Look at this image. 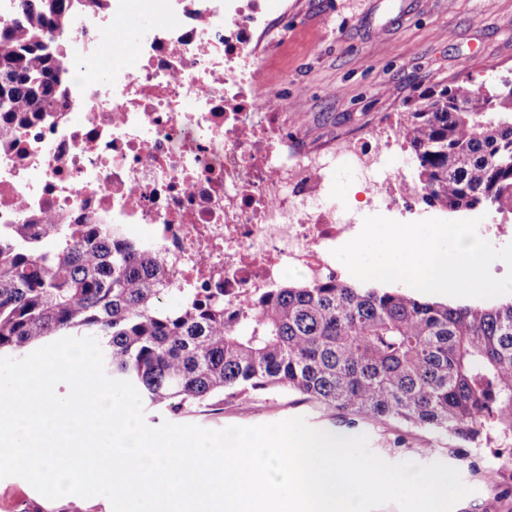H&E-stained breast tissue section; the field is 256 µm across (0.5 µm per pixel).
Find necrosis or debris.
Here are the masks:
<instances>
[{
  "instance_id": "4bbe7bcc",
  "label": "necrosis or debris",
  "mask_w": 512,
  "mask_h": 512,
  "mask_svg": "<svg viewBox=\"0 0 512 512\" xmlns=\"http://www.w3.org/2000/svg\"><path fill=\"white\" fill-rule=\"evenodd\" d=\"M153 25L134 65L94 72L97 47L132 5ZM59 36L67 97L0 138V234L15 224H111L157 251L175 288H220L234 312L289 269L314 282L359 227L323 206L347 158L373 200H407L383 161L398 129L366 148L288 141L285 104L263 90L251 49L269 27L260 0H74Z\"/></svg>"
}]
</instances>
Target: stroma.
<instances>
[{
  "label": "stroma",
  "instance_id": "35a3bbf8",
  "mask_svg": "<svg viewBox=\"0 0 512 512\" xmlns=\"http://www.w3.org/2000/svg\"><path fill=\"white\" fill-rule=\"evenodd\" d=\"M269 8L273 32L259 50L263 84L284 99L289 117L302 126V143L314 149L366 145L439 85L512 79V0H269ZM336 198L359 222L377 214L400 222H503L488 210L450 211L417 200L391 209L371 206L363 187L343 175L336 179ZM299 416L318 430L348 432L342 414L294 392L258 395L245 406L228 401L222 413H191L181 421L220 430ZM358 431L387 462L457 468L472 493L453 512H512V465L496 481L485 477L502 441L469 445L395 420L366 421Z\"/></svg>",
  "mask_w": 512,
  "mask_h": 512
}]
</instances>
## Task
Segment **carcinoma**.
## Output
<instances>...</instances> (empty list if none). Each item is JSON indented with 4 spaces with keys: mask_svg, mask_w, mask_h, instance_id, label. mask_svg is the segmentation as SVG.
Returning <instances> with one entry per match:
<instances>
[{
    "mask_svg": "<svg viewBox=\"0 0 512 512\" xmlns=\"http://www.w3.org/2000/svg\"><path fill=\"white\" fill-rule=\"evenodd\" d=\"M0 25V122L22 125L66 96L51 35L71 0H19ZM416 199L512 216V80L444 85L399 123ZM161 257L110 224H16L0 237V355L94 336L105 371L148 409H224L270 390L363 420H396L477 444L512 438V302L450 306L335 275L283 283L224 314V289L171 303Z\"/></svg>",
    "mask_w": 512,
    "mask_h": 512,
    "instance_id": "1",
    "label": "carcinoma"
}]
</instances>
